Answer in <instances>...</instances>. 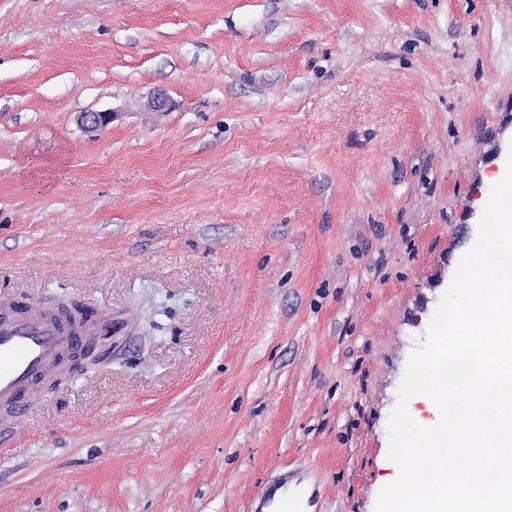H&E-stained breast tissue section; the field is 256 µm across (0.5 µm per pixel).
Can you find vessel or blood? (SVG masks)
I'll use <instances>...</instances> for the list:
<instances>
[{
    "mask_svg": "<svg viewBox=\"0 0 512 512\" xmlns=\"http://www.w3.org/2000/svg\"><path fill=\"white\" fill-rule=\"evenodd\" d=\"M83 341L64 320L42 316L15 299H0V402L23 416L31 406V386L64 350Z\"/></svg>",
    "mask_w": 512,
    "mask_h": 512,
    "instance_id": "vessel-or-blood-1",
    "label": "vessel or blood"
}]
</instances>
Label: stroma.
I'll use <instances>...</instances> for the list:
<instances>
[{
  "label": "stroma",
  "mask_w": 512,
  "mask_h": 512,
  "mask_svg": "<svg viewBox=\"0 0 512 512\" xmlns=\"http://www.w3.org/2000/svg\"><path fill=\"white\" fill-rule=\"evenodd\" d=\"M509 150L512 0H0V296L120 323L0 413V512H375ZM112 334V318L106 316L100 317L94 329L93 336H91V344L63 355L59 359L57 368L49 377V380L58 382L74 370L84 371L89 365H98L107 362L114 348Z\"/></svg>",
  "instance_id": "35a3bbf8"
}]
</instances>
